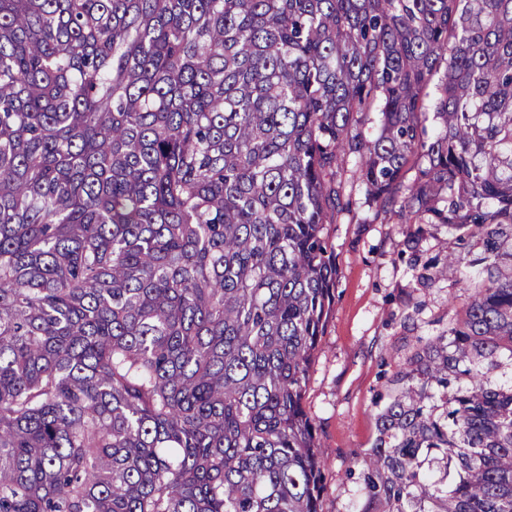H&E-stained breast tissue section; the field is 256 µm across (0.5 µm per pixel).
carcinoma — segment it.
<instances>
[{"label": "carcinoma", "instance_id": "cac0c4a2", "mask_svg": "<svg viewBox=\"0 0 512 512\" xmlns=\"http://www.w3.org/2000/svg\"><path fill=\"white\" fill-rule=\"evenodd\" d=\"M349 184L486 274L360 512H512V0H0V512H320Z\"/></svg>", "mask_w": 512, "mask_h": 512}]
</instances>
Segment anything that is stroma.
Masks as SVG:
<instances>
[{"mask_svg":"<svg viewBox=\"0 0 512 512\" xmlns=\"http://www.w3.org/2000/svg\"><path fill=\"white\" fill-rule=\"evenodd\" d=\"M351 194L350 212L329 230L336 284L304 397L321 444L322 512H359L361 486L351 473L375 438L390 379L429 339L448 334L467 276L479 273L452 270L435 286L420 287L403 225L374 222L363 189L353 187ZM421 248L441 266L480 251L476 244L458 245L444 224L429 225Z\"/></svg>","mask_w":512,"mask_h":512,"instance_id":"35a3bbf8","label":"stroma"}]
</instances>
